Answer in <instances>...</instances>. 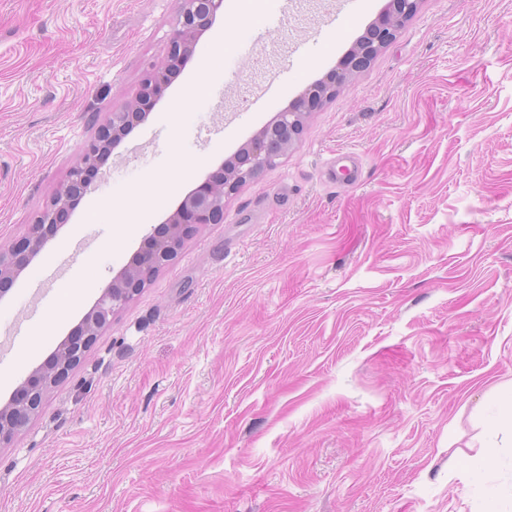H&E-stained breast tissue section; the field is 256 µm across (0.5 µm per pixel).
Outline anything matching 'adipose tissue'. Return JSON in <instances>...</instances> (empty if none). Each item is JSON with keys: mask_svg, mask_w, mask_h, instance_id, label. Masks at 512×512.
Instances as JSON below:
<instances>
[{"mask_svg": "<svg viewBox=\"0 0 512 512\" xmlns=\"http://www.w3.org/2000/svg\"><path fill=\"white\" fill-rule=\"evenodd\" d=\"M192 173V165L178 161L169 173L149 176L144 188L133 194L131 201L122 206L115 218L114 241H121L138 226L150 223L161 202L175 193Z\"/></svg>", "mask_w": 512, "mask_h": 512, "instance_id": "adipose-tissue-1", "label": "adipose tissue"}]
</instances>
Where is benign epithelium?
Listing matches in <instances>:
<instances>
[{
  "mask_svg": "<svg viewBox=\"0 0 512 512\" xmlns=\"http://www.w3.org/2000/svg\"><path fill=\"white\" fill-rule=\"evenodd\" d=\"M223 0H182V8L171 33L168 51L162 64L146 80L135 100L124 110L112 113L99 125L94 138L85 143L73 166L69 180L58 192L53 203L35 222L26 235L12 243L8 250L0 249V296L23 271L64 223L73 202L91 187L87 171L105 158L107 150L117 145L133 122L146 117L156 90L164 85L168 70L181 58L193 53L199 36L210 26ZM418 0H389L375 27L347 64L323 84L298 97L278 119L265 126L234 157L224 171V183L218 185L206 178L188 192L166 224L144 237L140 250L133 256L121 275L98 298L83 317L76 334L67 336L54 350L52 359L34 369L0 407V447L9 448L16 434L40 408L47 392L81 362L96 336L112 323L115 312L128 304L142 288L138 274L148 268L160 269L173 261L187 234L202 224L224 222V198L233 194L246 181L257 178L271 162L285 154L297 141L305 118L318 109L327 97L336 92L358 67L371 49L388 45L397 31L417 9Z\"/></svg>",
  "mask_w": 512,
  "mask_h": 512,
  "instance_id": "1",
  "label": "benign epithelium"
}]
</instances>
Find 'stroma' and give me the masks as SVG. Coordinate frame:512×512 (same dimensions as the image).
<instances>
[{
  "instance_id": "stroma-1",
  "label": "stroma",
  "mask_w": 512,
  "mask_h": 512,
  "mask_svg": "<svg viewBox=\"0 0 512 512\" xmlns=\"http://www.w3.org/2000/svg\"><path fill=\"white\" fill-rule=\"evenodd\" d=\"M386 0L217 12L0 297V404L139 248L113 207L204 180L336 67ZM180 0H0V248L166 56ZM208 59L202 112L175 111ZM72 281L87 285L51 329ZM512 0H420L224 221L113 317L0 448V512H512ZM490 465L470 469L478 459ZM193 170L192 165L176 161L169 173L150 175L146 179L145 187L132 195L131 201L122 206L113 220V244L133 233L141 224H150L161 202L175 193L181 183L193 174Z\"/></svg>"
}]
</instances>
